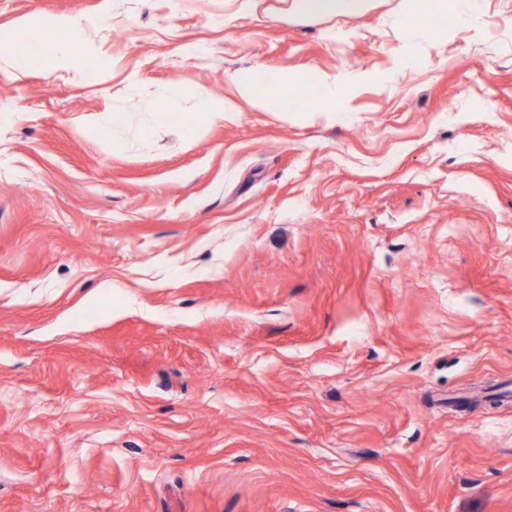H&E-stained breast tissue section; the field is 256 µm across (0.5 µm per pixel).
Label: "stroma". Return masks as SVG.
Masks as SVG:
<instances>
[{
    "label": "stroma",
    "instance_id": "stroma-1",
    "mask_svg": "<svg viewBox=\"0 0 512 512\" xmlns=\"http://www.w3.org/2000/svg\"><path fill=\"white\" fill-rule=\"evenodd\" d=\"M236 2L0 0V512H512V0ZM365 0H294L298 12L312 17L360 10ZM29 43L30 45L37 46L39 49L42 47L46 48L51 43L46 53L52 56L55 64L62 63L69 67L77 64V60L69 52V42L59 39L58 37L53 38L50 31H40L29 34ZM273 80L275 83L281 86L284 92V101H288L292 98L293 92L296 88V81L288 78V75L273 74L263 70V67L256 68L255 81L257 84ZM275 83L265 84L263 86V92L266 99L270 100L271 103L282 105L280 99V92Z\"/></svg>",
    "mask_w": 512,
    "mask_h": 512
}]
</instances>
